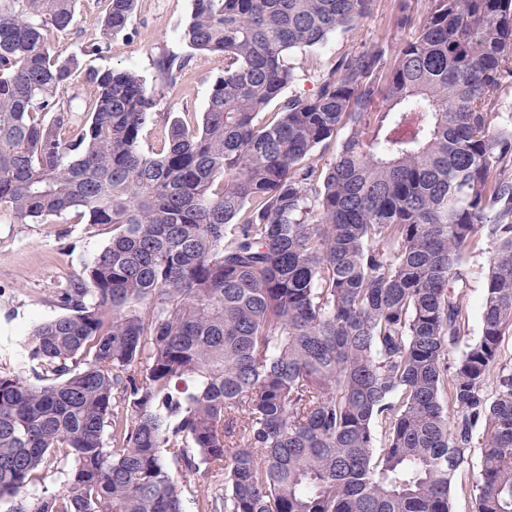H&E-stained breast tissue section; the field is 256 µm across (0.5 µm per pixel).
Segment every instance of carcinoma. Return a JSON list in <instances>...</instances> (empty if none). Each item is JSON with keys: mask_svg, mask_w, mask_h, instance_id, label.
<instances>
[{"mask_svg": "<svg viewBox=\"0 0 512 512\" xmlns=\"http://www.w3.org/2000/svg\"><path fill=\"white\" fill-rule=\"evenodd\" d=\"M77 2L0 0V215L111 231L23 336L33 377L0 371L4 512H186L202 465L198 512H454L478 427L472 512H512V0H427L310 97L288 57L372 0H193L183 39L224 75L159 152L142 76L55 50ZM104 2L108 40L136 0ZM474 254L482 333L450 363Z\"/></svg>", "mask_w": 512, "mask_h": 512, "instance_id": "obj_1", "label": "carcinoma"}]
</instances>
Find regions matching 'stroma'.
<instances>
[{
    "label": "stroma",
    "instance_id": "35a3bbf8",
    "mask_svg": "<svg viewBox=\"0 0 512 512\" xmlns=\"http://www.w3.org/2000/svg\"><path fill=\"white\" fill-rule=\"evenodd\" d=\"M73 26L55 39L57 52L82 57L89 68H132L160 91L157 106L141 133L147 150H162L167 142L169 116L200 120L214 80L224 73L220 54L191 57L175 91L160 90L156 67L165 56H190L182 37L192 12V0H137L128 26L113 37L107 49L85 55L89 44L101 41V0H79ZM426 0H373L371 10L355 27L339 32L315 50L294 53L290 62L296 80L291 93L312 96L319 74L346 49L359 45L387 44L406 40L410 27L398 25L401 14L420 21ZM108 233L87 224H12L0 219V363L22 369L19 347L23 331L33 322L62 315L57 292L103 249Z\"/></svg>",
    "mask_w": 512,
    "mask_h": 512
}]
</instances>
